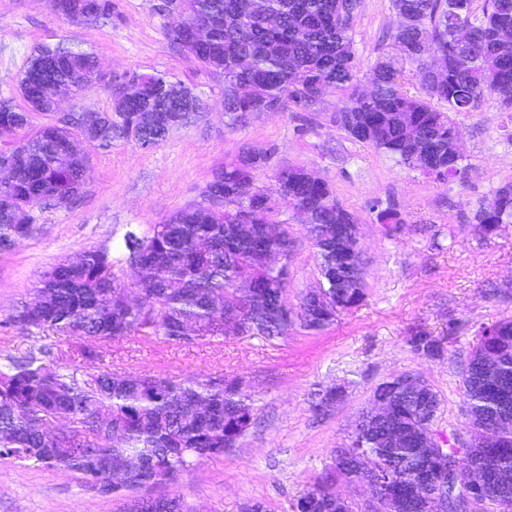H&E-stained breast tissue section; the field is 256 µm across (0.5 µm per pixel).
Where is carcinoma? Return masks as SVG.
<instances>
[{"label":"carcinoma","instance_id":"cac0c4a2","mask_svg":"<svg viewBox=\"0 0 512 512\" xmlns=\"http://www.w3.org/2000/svg\"><path fill=\"white\" fill-rule=\"evenodd\" d=\"M474 0H392L398 14L411 22L396 28L391 39L395 54L370 69L368 91L358 89L352 27L360 0H182L188 13L203 18L209 29H173L168 37L203 66L224 73V111L254 112L287 100L309 110L315 101L305 95L323 81L342 93L336 114L340 127L353 139L417 167L409 133L420 149L441 158L447 169L434 165L425 174L440 181L464 170V157L451 151L454 114L475 111L487 96L512 108V0H485L482 17H474ZM52 9L76 22L112 20V0H51ZM457 29L470 33L465 54L455 51ZM44 45L31 57L18 82L26 108L0 101V127L18 130L30 125L34 112L51 113L43 96L46 86L58 92L69 108L78 96L98 83L96 57L80 44ZM251 59L247 70L231 67L236 57ZM444 62L442 78L422 79L424 97L404 90V65L424 75L430 61ZM162 89L159 111L176 113L188 122L200 101L183 83L163 74H144L129 82L104 112L96 147L107 150L114 140H133L150 149L163 141L174 125L137 119L143 103ZM86 134L80 113L67 111L55 122L23 136L12 147V181L0 182V251L10 250L33 233L32 211L57 197L81 192V172L87 157L76 153L70 139ZM252 149L241 147L238 160L213 171L204 194L224 198V210L203 202L179 210L143 232L127 231L115 249H89L76 260L46 272L35 289V303L16 310L9 324L28 333L51 332L79 341L81 353L92 358L99 344L131 335L162 336L181 343L187 332L198 340L260 337L272 342L288 334L290 319L280 270L266 259L273 223L268 196L256 189L251 232L234 224L230 204L238 188L254 183L259 166L250 162ZM288 202L308 204L317 212L310 225L312 245L320 258L322 282L299 304L303 327L319 331L364 298L363 259L357 233L347 225L355 217L339 205L324 181H308L301 168L277 174ZM475 220L491 231L512 223V184H506L483 203ZM346 235L341 246L336 237ZM139 266L148 275L128 284L125 268ZM134 287L140 302L125 300ZM462 367L465 405L461 428L512 417V321L483 324ZM445 336L424 329L410 334L415 354L443 351ZM49 347L11 359L0 368V457L28 466L51 465L78 474L85 486L100 485L101 468L129 459L141 469L120 483L102 486L100 494H130L124 512H187L183 499L134 496L151 478L173 480L197 460L221 455L235 447L253 422L240 378L173 379L146 375L118 376L110 371L71 368L51 359ZM489 356L500 362L490 377L484 365ZM370 399L386 401L391 413L376 420L365 410L358 431L345 448L333 451L332 466L289 503L291 512H336V481H351L357 458L378 467L390 484H402L414 464L435 467L424 456L431 447L430 430L441 399L423 378L404 382V375L376 385ZM74 425L73 434L49 441L42 418ZM488 467L485 497L500 512H512V433L498 448H477Z\"/></svg>","mask_w":512,"mask_h":512}]
</instances>
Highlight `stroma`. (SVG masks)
<instances>
[{"instance_id": "stroma-1", "label": "stroma", "mask_w": 512, "mask_h": 512, "mask_svg": "<svg viewBox=\"0 0 512 512\" xmlns=\"http://www.w3.org/2000/svg\"><path fill=\"white\" fill-rule=\"evenodd\" d=\"M175 20L165 0H112V20L104 25L55 15L48 0H0V99L22 105L18 81L38 47L79 42L94 51L107 79L76 99V111L109 109L132 73L172 75L202 103L198 116L152 149L132 140L113 142L107 151L80 144L90 157L81 195L40 212L33 234L0 252V364L47 342L83 369L242 378L255 423L235 448L196 462L146 494L180 496L190 512H241L251 499L266 502L270 512H286L324 474L333 450L348 444L380 382L420 373L441 399L437 429L449 435L463 421L459 372L476 330L512 320V223L488 235L475 220L479 206L512 183V111L488 96L476 111L457 116L467 171L441 182L352 139L336 123L341 94L333 88L308 111L290 104L233 120L224 112L223 75L167 37ZM398 25L391 0H361L352 31L361 69L392 52L390 36ZM243 144L267 155L256 184L273 196L274 218L292 241L288 308L298 309L320 279L303 218L277 194L276 175L288 166L306 168L328 183L339 205L354 215L365 262L359 306L320 331L292 323L287 336L272 343L229 336L173 345L157 336H126L102 344L92 359L64 337L8 327L14 309L32 298L46 271L83 251L115 247L127 231L199 204L213 170L236 161ZM386 207L396 210L402 230L379 224L377 214ZM416 326L449 333L443 356L411 351L407 333ZM320 390H338L342 397L318 412L313 402ZM123 503L89 491L65 470L0 458V512H121Z\"/></svg>"}]
</instances>
